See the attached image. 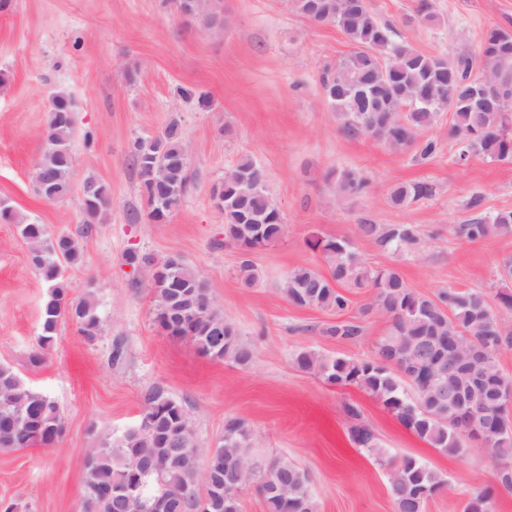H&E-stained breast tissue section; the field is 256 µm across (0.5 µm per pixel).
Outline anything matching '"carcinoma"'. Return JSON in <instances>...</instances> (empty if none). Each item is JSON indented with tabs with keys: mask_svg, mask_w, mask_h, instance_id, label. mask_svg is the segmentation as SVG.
<instances>
[{
	"mask_svg": "<svg viewBox=\"0 0 512 512\" xmlns=\"http://www.w3.org/2000/svg\"><path fill=\"white\" fill-rule=\"evenodd\" d=\"M295 9L309 20L341 31L356 51L324 67L320 75L323 94L336 112L342 133L351 139L374 138L391 149H404L430 128L439 113L451 114L450 134L457 140L456 162L466 163L479 156L492 161L512 160V31L497 26L488 28L475 54L453 58L426 55L394 39L393 28L373 12L368 0H294ZM417 16L429 24L439 23L431 0H417ZM48 123L44 148L36 172L39 194L56 200L71 186L73 107L70 97L58 92L47 107ZM130 160L138 170L141 192L146 203V218L153 224L171 215L187 193L193 175L184 134L178 121H171L153 137H137L130 146ZM336 200L357 198L366 184L355 170L331 174ZM426 182L403 183L388 194L394 206L433 195ZM224 215V244L247 255L254 246L276 242L284 231L283 216L265 186V175L249 156L240 158L220 183ZM484 196L471 195L467 207L477 214L468 224L452 228L455 235L470 242L512 235V210L482 214ZM111 206L107 184L92 182L83 196L86 226L106 220ZM0 223L13 224L27 242L31 261L44 282V297L30 362L44 361L55 343L62 321L70 319L88 342L101 336V318L92 293L81 299L70 296L61 270L80 259L76 240L68 235L52 236L46 225L17 221L16 212L0 205ZM359 238L395 252L412 251L418 244L410 224L356 225ZM307 246L320 254L327 267L323 273L300 266L286 276L282 291L297 308L332 309L342 312L350 305L344 288H368L371 301L361 313L375 315L387 323L383 336L374 343L373 356L357 361L347 357H326L314 350L299 352L294 362L336 387L355 386L377 399L404 427L431 447L459 456L463 444L456 432L459 416L455 406L434 398L420 383L406 378L403 365L418 361L423 347L434 336L448 337L451 349L428 358L436 382L448 392L460 394L470 409L480 414L492 410L488 385L477 378L485 372L488 380L503 376L498 354L512 347V291L497 293L501 312L491 309L487 295L478 289H444L433 296L411 288L394 268L372 269L347 240L324 239L313 235ZM164 272L151 274L147 283L157 285L159 294L169 291L170 282L179 288L169 308L154 309V320L164 326L167 310L196 314L190 340L203 354L214 346L216 326L224 328V342L214 358L239 365L250 363L253 352L238 337L233 324L215 309L207 281L179 256L169 258ZM237 278L245 287L254 285L258 273L250 260L237 268ZM326 335L355 339L362 333L359 323L344 321L325 330ZM493 337L495 348L482 361L463 370L458 363L470 346ZM505 377V376H503ZM505 380L512 381L511 377ZM141 423L120 434L107 433L87 452L84 463L83 512H116L112 489L124 479L139 486V497L123 502L121 512H144L143 504L155 499L172 503L169 512H188L189 504L178 500L182 487L195 483L207 496L224 492L233 483L237 461L254 456L253 436L244 421L235 419L228 438L209 450L203 461L212 476L211 486L202 483L200 467L178 460L174 448H195V429L184 405L160 388L143 397ZM500 432L490 452L497 464L499 484L512 489V422L508 412H496ZM62 424L61 412L46 394L27 385L9 366L0 364V449L27 448L33 445L52 448L61 434L53 432ZM355 443L378 458L384 451L364 425L352 430ZM390 491L395 512H424L427 499L417 495L424 487L433 493L449 490L447 481L420 459L403 454L389 460ZM275 486V493L261 494L266 512H283L284 504H301L300 512H316L306 472L286 458L267 462L256 477ZM463 512H493L492 495L483 490L472 495Z\"/></svg>",
	"mask_w": 512,
	"mask_h": 512,
	"instance_id": "1",
	"label": "carcinoma"
}]
</instances>
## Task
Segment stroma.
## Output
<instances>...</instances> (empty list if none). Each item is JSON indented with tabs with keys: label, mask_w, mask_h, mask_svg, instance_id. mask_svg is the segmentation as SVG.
Wrapping results in <instances>:
<instances>
[{
	"label": "stroma",
	"mask_w": 512,
	"mask_h": 512,
	"mask_svg": "<svg viewBox=\"0 0 512 512\" xmlns=\"http://www.w3.org/2000/svg\"><path fill=\"white\" fill-rule=\"evenodd\" d=\"M441 22L429 26L415 0H368L395 30L397 42L424 54L476 52L492 26L512 30V0H431ZM224 27L208 29L202 15L181 13L174 0H0V200L20 218L76 238L80 261L65 278L71 297L94 291L102 333L85 341L63 321L40 366L36 347L46 285L15 225L0 223V364L59 406L64 433L57 447L0 451V503L28 512H83L81 475L86 452L105 433L140 421L143 396L160 387L185 405L201 448L215 447L224 422L242 419L260 457H283L309 477L318 512H394L383 461L350 438L354 423L370 427L388 455L410 454L442 473L450 492L430 499L425 512H463L466 497L489 488L494 512H512V490L497 485L488 450L471 446L453 457L407 430L374 397L354 386L336 387L300 370L305 349L328 357H372L386 324L364 315L368 292L351 293L343 312L292 306L281 290L298 266L323 268L310 250L314 234L346 239L368 266L394 268L419 292L452 287L495 297L499 271L512 259V236L470 242L452 226L469 223L466 202L485 196L486 213L512 210V162L472 158L456 163L449 113H441L420 146L385 147L372 138L350 139L324 97L319 77L326 64L353 52L339 30L317 25L292 0H223ZM65 92L73 101L71 190L47 201L32 173L43 148L47 100ZM179 119L194 181L163 224L130 221L144 211L140 179L130 165L134 138L160 133ZM263 169L266 188L280 207L284 232L251 255L260 273L243 287L241 253L224 243V217L211 199L241 156ZM355 169L367 183L362 196L335 199L331 172ZM109 185L105 223L85 227L82 185ZM423 181L432 196L397 208L387 201L399 183ZM414 225L415 254L399 255L358 238L356 226ZM162 259L182 256L207 280L211 296L240 340L253 351L248 365L200 355L187 339L153 321L154 299L140 283L148 267L126 265L128 251ZM353 320L361 336H327V327ZM124 357L112 361L114 342ZM358 406L351 420L346 404Z\"/></svg>",
	"instance_id": "1"
}]
</instances>
